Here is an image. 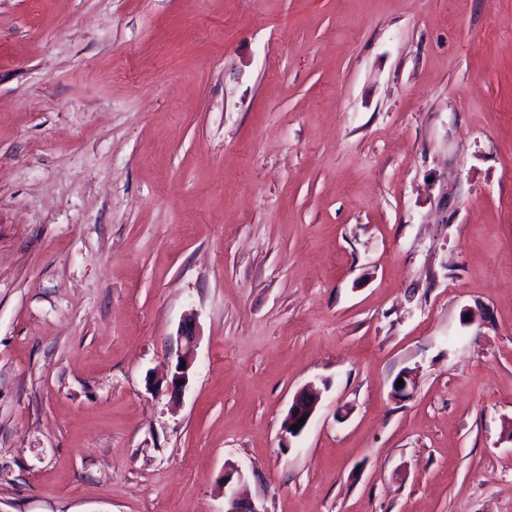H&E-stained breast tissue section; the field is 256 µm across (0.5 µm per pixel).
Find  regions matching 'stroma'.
<instances>
[{"mask_svg":"<svg viewBox=\"0 0 512 512\" xmlns=\"http://www.w3.org/2000/svg\"><path fill=\"white\" fill-rule=\"evenodd\" d=\"M511 199L512 0H0V512H512ZM180 349L177 353L176 363L168 383L172 392L184 391L190 383V370L195 360V347L197 343V324L192 316H187L179 327ZM184 364V369H180ZM319 403V393L312 388H305L299 391L293 398L292 404L288 409V413L283 422V433L284 437L288 435L290 437L299 436L308 426L313 415L316 412ZM302 417H306L304 424L298 429V431L292 430V426L298 423ZM221 479L224 485V512H259L255 503L239 490L244 475L238 466L227 464Z\"/></svg>","mask_w":512,"mask_h":512,"instance_id":"35a3bbf8","label":"stroma"}]
</instances>
